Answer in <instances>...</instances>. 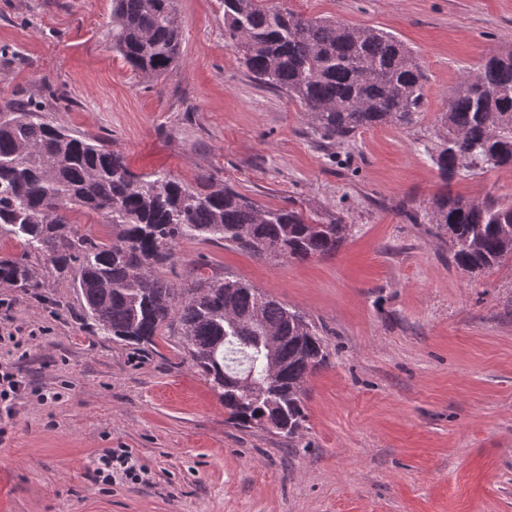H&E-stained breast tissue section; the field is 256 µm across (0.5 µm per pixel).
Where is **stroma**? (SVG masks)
<instances>
[{
  "mask_svg": "<svg viewBox=\"0 0 512 512\" xmlns=\"http://www.w3.org/2000/svg\"><path fill=\"white\" fill-rule=\"evenodd\" d=\"M396 34L425 75L412 126L326 144L303 107L224 44L220 0H177L182 56L144 81L113 50L112 0H0V101L105 137L138 174L220 179L260 205L343 216L336 255L260 259L185 239L160 277L247 281L323 326L295 443L228 423L176 337L152 351L92 335L71 282L0 288V349L26 394L0 439V512H512V257L469 273L411 223L443 189L512 199V169L443 181L428 148L468 68L512 50V0H279ZM125 449L144 480H95Z\"/></svg>",
  "mask_w": 512,
  "mask_h": 512,
  "instance_id": "35a3bbf8",
  "label": "stroma"
}]
</instances>
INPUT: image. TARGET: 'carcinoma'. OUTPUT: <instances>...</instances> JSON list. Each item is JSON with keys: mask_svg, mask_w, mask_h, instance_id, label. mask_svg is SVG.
I'll return each instance as SVG.
<instances>
[{"mask_svg": "<svg viewBox=\"0 0 512 512\" xmlns=\"http://www.w3.org/2000/svg\"><path fill=\"white\" fill-rule=\"evenodd\" d=\"M224 43L265 86L304 107L325 143L375 126H410L425 79L395 34L333 17H305L268 0H220ZM112 49L139 77L158 79L181 57L177 0H112ZM433 161L445 180L482 166L512 167V52L466 72L442 114ZM84 209L107 237L76 225ZM428 223L448 236L450 259L476 272L512 254V201L443 192ZM352 231L293 206L265 207L211 176L187 184L166 170L131 172L99 136L45 119L33 101L0 103V287L42 296L72 280L92 333L152 346L180 337L192 365L217 391L227 421L293 443L306 422L303 389L327 364L323 327L251 283L197 274L177 288L155 274L184 238L224 241L260 259L335 254Z\"/></svg>", "mask_w": 512, "mask_h": 512, "instance_id": "carcinoma-1", "label": "carcinoma"}]
</instances>
